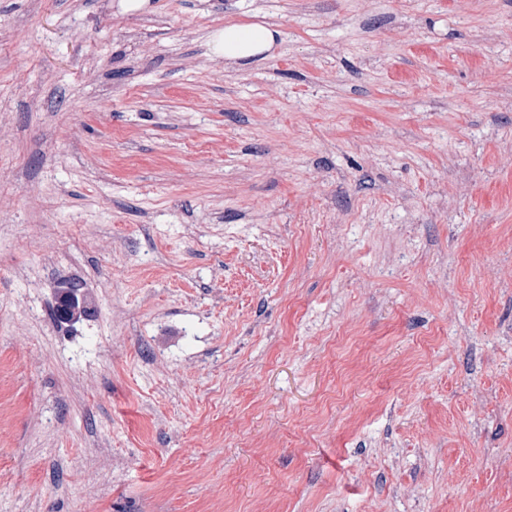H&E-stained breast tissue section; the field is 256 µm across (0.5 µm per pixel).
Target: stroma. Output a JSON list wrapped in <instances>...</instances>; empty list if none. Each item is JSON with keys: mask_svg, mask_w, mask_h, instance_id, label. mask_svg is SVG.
<instances>
[{"mask_svg": "<svg viewBox=\"0 0 512 512\" xmlns=\"http://www.w3.org/2000/svg\"><path fill=\"white\" fill-rule=\"evenodd\" d=\"M0 512H512V0H0ZM279 32L271 25L259 22L229 24L224 27V59L249 63L264 58L276 41Z\"/></svg>", "mask_w": 512, "mask_h": 512, "instance_id": "stroma-1", "label": "stroma"}]
</instances>
